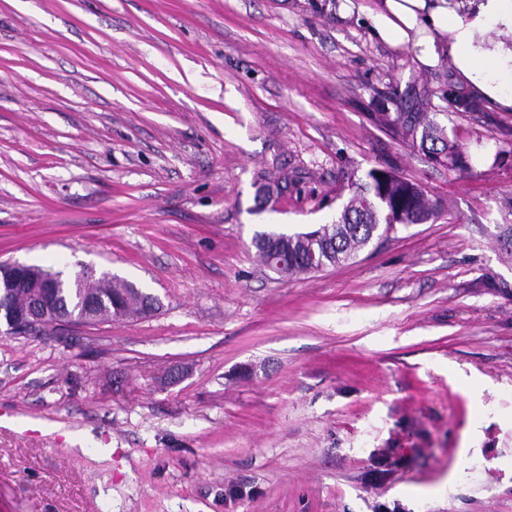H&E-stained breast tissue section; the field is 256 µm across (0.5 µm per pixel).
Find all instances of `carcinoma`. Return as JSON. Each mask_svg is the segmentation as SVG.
Segmentation results:
<instances>
[{"label": "carcinoma", "mask_w": 512, "mask_h": 512, "mask_svg": "<svg viewBox=\"0 0 512 512\" xmlns=\"http://www.w3.org/2000/svg\"><path fill=\"white\" fill-rule=\"evenodd\" d=\"M401 126L408 136L419 134L423 140L441 144L432 149L435 162L461 172L470 169L457 139L430 113L408 115ZM436 215L418 184L392 171L372 168L356 183L335 223L291 235L259 232L253 246L264 264L279 274L309 273L320 264L333 266L350 260L382 225L388 231L394 224H424ZM26 302H46L56 316H82L89 325L143 317L160 308L151 294L108 272L90 279L79 272L71 276L59 271L54 287L12 288L7 298L0 299V306L8 309Z\"/></svg>", "instance_id": "cac0c4a2"}]
</instances>
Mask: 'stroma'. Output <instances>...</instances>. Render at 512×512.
<instances>
[{
  "instance_id": "35a3bbf8",
  "label": "stroma",
  "mask_w": 512,
  "mask_h": 512,
  "mask_svg": "<svg viewBox=\"0 0 512 512\" xmlns=\"http://www.w3.org/2000/svg\"><path fill=\"white\" fill-rule=\"evenodd\" d=\"M341 2L0 0V262L162 302L0 333V512H512V112L456 108L448 60ZM372 168L441 215L320 271L257 261ZM402 129L405 135L411 136L412 140L418 133V128L421 126V142L429 139L434 145V142H439L441 148L432 147L431 153L434 154L435 162L453 167L461 172L470 169L469 161L461 149L457 139L451 138L445 128L440 127L430 116V112H415V115H407L401 122Z\"/></svg>"
}]
</instances>
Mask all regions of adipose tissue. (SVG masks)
Instances as JSON below:
<instances>
[{
  "label": "adipose tissue",
  "instance_id": "adipose-tissue-1",
  "mask_svg": "<svg viewBox=\"0 0 512 512\" xmlns=\"http://www.w3.org/2000/svg\"><path fill=\"white\" fill-rule=\"evenodd\" d=\"M377 37L420 65L452 62L488 105L512 112V0H378Z\"/></svg>",
  "mask_w": 512,
  "mask_h": 512
}]
</instances>
